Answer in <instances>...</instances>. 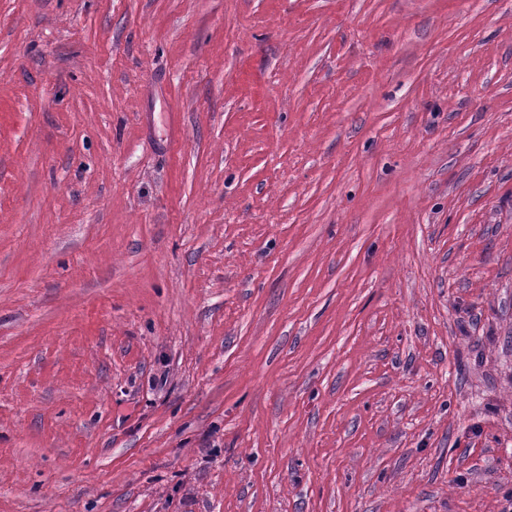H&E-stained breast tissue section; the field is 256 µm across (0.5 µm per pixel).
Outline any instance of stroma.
Instances as JSON below:
<instances>
[{
	"mask_svg": "<svg viewBox=\"0 0 512 512\" xmlns=\"http://www.w3.org/2000/svg\"><path fill=\"white\" fill-rule=\"evenodd\" d=\"M512 0H0V512H506Z\"/></svg>",
	"mask_w": 512,
	"mask_h": 512,
	"instance_id": "obj_1",
	"label": "stroma"
}]
</instances>
